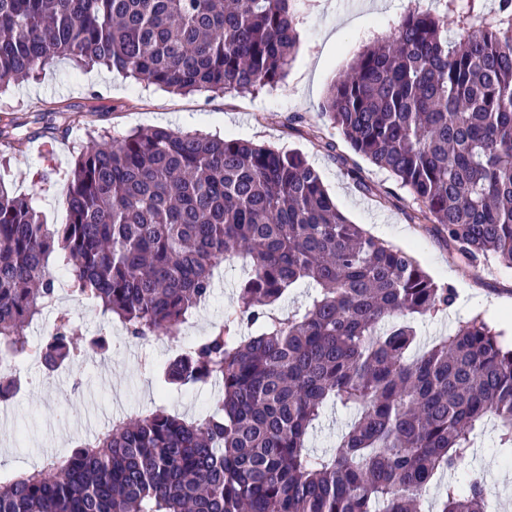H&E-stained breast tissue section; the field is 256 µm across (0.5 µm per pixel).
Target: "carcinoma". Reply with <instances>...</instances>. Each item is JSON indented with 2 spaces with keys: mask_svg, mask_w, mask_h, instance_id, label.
Here are the masks:
<instances>
[{
  "mask_svg": "<svg viewBox=\"0 0 512 512\" xmlns=\"http://www.w3.org/2000/svg\"><path fill=\"white\" fill-rule=\"evenodd\" d=\"M294 0H0V83L56 59L99 62L178 93L274 88L298 44ZM462 33L406 14L333 82L322 115L351 149L413 197L469 261L512 268V0ZM64 205L46 224L0 184V354L49 369L78 340L68 313L35 346L70 291L126 337L177 336L227 262L249 259L233 317L185 345L165 383L213 387L205 412L155 406L119 418L71 453L0 481V512H424L428 485L468 459L485 427L512 455V346L480 315L415 352L407 316L454 302L407 250L349 221L298 153L240 139L140 129L98 131L79 153ZM305 283L286 318L271 307ZM251 328L241 336L238 328ZM19 381L0 374V402ZM350 415L335 444L307 447L325 409ZM434 512H491L482 479Z\"/></svg>",
  "mask_w": 512,
  "mask_h": 512,
  "instance_id": "obj_1",
  "label": "carcinoma"
}]
</instances>
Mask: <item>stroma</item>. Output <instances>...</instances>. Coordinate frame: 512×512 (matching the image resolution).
Here are the masks:
<instances>
[{"label": "stroma", "instance_id": "1", "mask_svg": "<svg viewBox=\"0 0 512 512\" xmlns=\"http://www.w3.org/2000/svg\"><path fill=\"white\" fill-rule=\"evenodd\" d=\"M298 45L284 81L271 91L175 94L124 77L103 66L79 68L70 60L0 94V131L22 140L13 151L0 140V181L17 194H29L46 223L64 224L68 175L91 130L121 137L140 128L199 131L247 140L302 154L319 172L330 196L353 222L372 236L411 251L439 283L455 290L447 311L415 319L421 344L448 335L475 315H487L493 301L512 306V268L493 257L468 262L429 226L414 224L408 190L388 172L357 155L321 115L334 79L348 71L364 48L389 34L408 11L444 12L442 0H297ZM445 13V12H444ZM49 171L54 184L40 191L36 174ZM245 259L227 262L217 275L210 300L182 332L162 340L131 341L119 326H107L94 307L60 287L58 309L69 310L76 336L106 337L107 353L47 370L36 361L20 363L21 389L1 404L0 474L38 465L43 456L70 449L77 439L100 432L114 415L132 416L164 401L175 414L202 412L205 389L164 388L162 369L192 340L209 334L237 306ZM512 474V462L487 428L467 463L451 475L463 486L484 477L499 512H512V494L499 482Z\"/></svg>", "mask_w": 512, "mask_h": 512}]
</instances>
